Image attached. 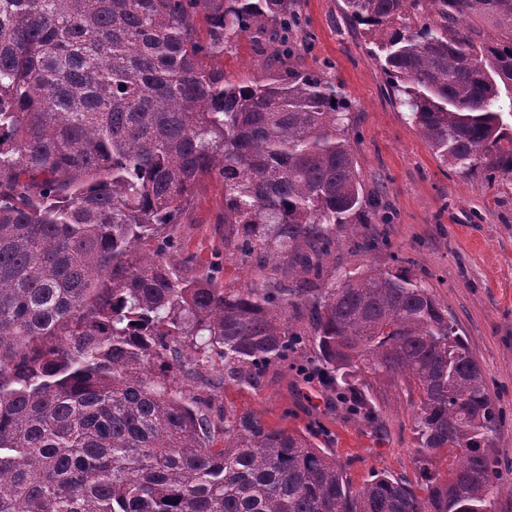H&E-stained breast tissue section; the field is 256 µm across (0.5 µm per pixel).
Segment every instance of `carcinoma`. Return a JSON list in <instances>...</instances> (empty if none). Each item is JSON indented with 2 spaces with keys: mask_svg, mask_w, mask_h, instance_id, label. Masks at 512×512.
Returning a JSON list of instances; mask_svg holds the SVG:
<instances>
[{
  "mask_svg": "<svg viewBox=\"0 0 512 512\" xmlns=\"http://www.w3.org/2000/svg\"><path fill=\"white\" fill-rule=\"evenodd\" d=\"M210 3L0 0V512H491L503 414L428 288L389 273L226 288L181 256L175 224L212 175L224 244L261 270L317 275L371 223L341 86L201 61L249 31L294 54L291 0H227L203 46ZM344 4L401 25L379 60L437 157L512 183V0ZM307 345L327 398L368 422L373 381L403 383L418 488L381 472L355 490L309 430L217 420L178 382L218 363L224 386L257 388ZM224 9V0H215L210 8L200 10L193 18V33L201 45H208L218 35L214 25V16Z\"/></svg>",
  "mask_w": 512,
  "mask_h": 512,
  "instance_id": "1",
  "label": "carcinoma"
}]
</instances>
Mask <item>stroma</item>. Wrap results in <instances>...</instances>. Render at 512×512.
<instances>
[{
  "label": "stroma",
  "instance_id": "stroma-1",
  "mask_svg": "<svg viewBox=\"0 0 512 512\" xmlns=\"http://www.w3.org/2000/svg\"><path fill=\"white\" fill-rule=\"evenodd\" d=\"M292 7L302 20L292 33L299 50L285 64L319 72L350 100L348 135L372 213L370 224L340 237L323 264L322 281L402 272L430 289L467 341L503 413L496 450L504 471L492 512H512V184L460 173L437 158L394 102L378 59L381 32L350 21L343 0H293ZM202 62L241 79L261 74L274 60L269 47L245 33ZM177 232L195 266L220 264L224 287L256 282L255 263L224 250L219 178L197 188ZM370 393L379 407L376 425L337 407L284 362L267 370L259 388L216 390L213 406L254 412L268 427L313 428L320 445L345 465L353 489L381 471L419 481L414 410L405 391L380 380Z\"/></svg>",
  "mask_w": 512,
  "mask_h": 512
}]
</instances>
